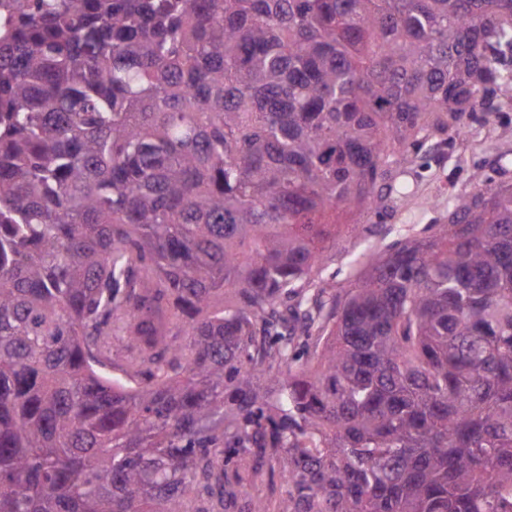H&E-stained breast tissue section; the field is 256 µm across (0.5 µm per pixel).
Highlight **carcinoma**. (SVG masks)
Wrapping results in <instances>:
<instances>
[{"label": "carcinoma", "instance_id": "1", "mask_svg": "<svg viewBox=\"0 0 512 512\" xmlns=\"http://www.w3.org/2000/svg\"><path fill=\"white\" fill-rule=\"evenodd\" d=\"M511 101L512 0L0 25V512H512V184L306 288L326 214Z\"/></svg>", "mask_w": 512, "mask_h": 512}]
</instances>
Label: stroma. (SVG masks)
<instances>
[{
  "mask_svg": "<svg viewBox=\"0 0 512 512\" xmlns=\"http://www.w3.org/2000/svg\"><path fill=\"white\" fill-rule=\"evenodd\" d=\"M407 157L397 179L403 200L364 213L327 216L336 240L326 249L318 276L337 291L347 290L361 275L367 250L385 249L403 235L442 223L455 196L471 190L474 173L512 183V108L483 113L470 124L467 137H449L439 147L422 143L409 148Z\"/></svg>",
  "mask_w": 512,
  "mask_h": 512,
  "instance_id": "1",
  "label": "stroma"
}]
</instances>
